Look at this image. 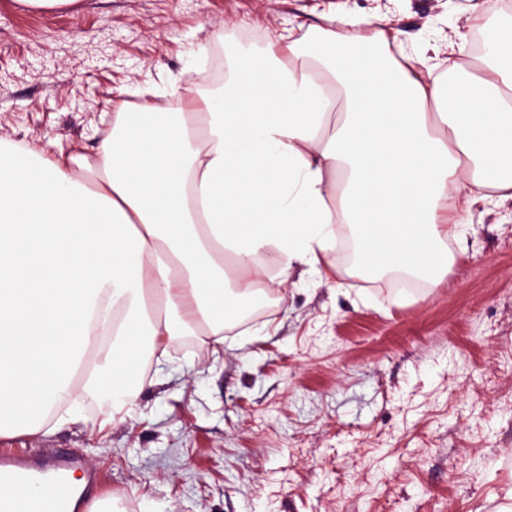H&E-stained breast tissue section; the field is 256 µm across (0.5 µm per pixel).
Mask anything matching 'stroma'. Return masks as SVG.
I'll list each match as a JSON object with an SVG mask.
<instances>
[{
	"label": "stroma",
	"mask_w": 512,
	"mask_h": 512,
	"mask_svg": "<svg viewBox=\"0 0 512 512\" xmlns=\"http://www.w3.org/2000/svg\"><path fill=\"white\" fill-rule=\"evenodd\" d=\"M473 0H0V138L94 156L112 114L172 106L171 81L222 88L231 56L328 14H381L392 53L476 64ZM437 285L336 287L294 267L277 302L212 355L174 337L121 413L0 437L73 451L116 512H493L512 481V202L477 205Z\"/></svg>",
	"instance_id": "stroma-1"
}]
</instances>
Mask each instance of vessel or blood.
Instances as JSON below:
<instances>
[{
    "instance_id": "vessel-or-blood-1",
    "label": "vessel or blood",
    "mask_w": 512,
    "mask_h": 512,
    "mask_svg": "<svg viewBox=\"0 0 512 512\" xmlns=\"http://www.w3.org/2000/svg\"><path fill=\"white\" fill-rule=\"evenodd\" d=\"M78 467L83 468L81 460L67 453L0 454V483L26 486L29 512H82L98 493L99 476L95 470L84 468L85 485L74 489L67 476Z\"/></svg>"
}]
</instances>
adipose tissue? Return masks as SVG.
Masks as SVG:
<instances>
[{
	"label": "adipose tissue",
	"mask_w": 512,
	"mask_h": 512,
	"mask_svg": "<svg viewBox=\"0 0 512 512\" xmlns=\"http://www.w3.org/2000/svg\"><path fill=\"white\" fill-rule=\"evenodd\" d=\"M446 84L388 51L386 18L334 17L234 57L197 111L119 109L94 157L0 141V436L124 403L175 336L219 350L296 264L434 282L480 203L512 201V26ZM276 273H269V265Z\"/></svg>",
	"instance_id": "obj_1"
}]
</instances>
